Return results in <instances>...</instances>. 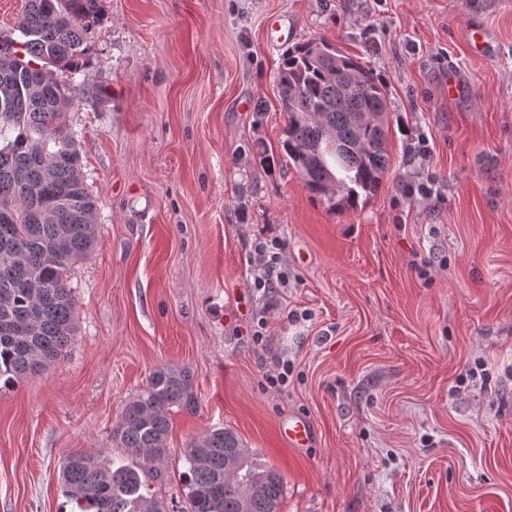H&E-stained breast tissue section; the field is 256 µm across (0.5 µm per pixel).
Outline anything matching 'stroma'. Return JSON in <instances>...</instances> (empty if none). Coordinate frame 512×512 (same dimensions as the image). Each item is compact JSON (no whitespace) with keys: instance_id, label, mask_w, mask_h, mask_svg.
Segmentation results:
<instances>
[{"instance_id":"35a3bbf8","label":"stroma","mask_w":512,"mask_h":512,"mask_svg":"<svg viewBox=\"0 0 512 512\" xmlns=\"http://www.w3.org/2000/svg\"><path fill=\"white\" fill-rule=\"evenodd\" d=\"M280 26L387 85L393 166L357 211L311 198L280 149ZM82 61L65 119L96 241L68 272L66 351L0 391V512H75L63 458L121 456L161 364L198 400L172 415L167 512L184 448L222 427L281 472V512H512V0H103ZM274 238L288 282L259 289ZM291 415L310 448L282 443ZM281 438L289 448H309L314 439V427L305 417L289 418L279 426Z\"/></svg>"}]
</instances>
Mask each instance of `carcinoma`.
<instances>
[{
  "label": "carcinoma",
  "instance_id": "carcinoma-1",
  "mask_svg": "<svg viewBox=\"0 0 512 512\" xmlns=\"http://www.w3.org/2000/svg\"><path fill=\"white\" fill-rule=\"evenodd\" d=\"M99 0H26L15 26L21 48H0V208L15 211L11 241L0 243V385L45 372L74 332L76 301L70 266L86 259L96 236V200L81 173L65 114L81 68L83 44ZM281 55L280 106L287 117L281 150L308 192L333 212H350L373 197L392 166L390 127L358 126L356 112L387 111V90L360 60L321 39ZM197 398L188 371L161 364L145 389L124 406L113 432L120 462L70 454L61 483L80 512H165L142 493L161 477L174 410ZM226 428L206 431L184 449L189 484L186 512H281L284 477L249 451L238 474L224 478V449L240 448Z\"/></svg>",
  "mask_w": 512,
  "mask_h": 512
}]
</instances>
